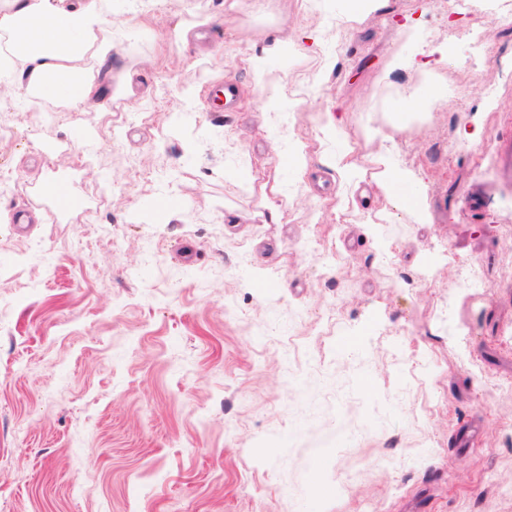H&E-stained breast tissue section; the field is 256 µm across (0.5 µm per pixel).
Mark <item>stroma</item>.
Here are the masks:
<instances>
[{
	"label": "stroma",
	"mask_w": 512,
	"mask_h": 512,
	"mask_svg": "<svg viewBox=\"0 0 512 512\" xmlns=\"http://www.w3.org/2000/svg\"><path fill=\"white\" fill-rule=\"evenodd\" d=\"M439 0L357 23L331 0H112L105 105L30 111L0 138V512H512V27ZM442 56L448 102L393 128ZM490 32L473 66L468 30ZM285 79L268 138L255 54ZM236 84L212 111L207 86ZM343 115L358 164L389 152L425 184L428 224L395 217L379 258L365 203L336 220ZM481 118L479 144L460 127ZM255 163L247 176V163ZM55 181L60 209L34 190ZM107 185V194L96 185ZM475 265L479 286L457 288Z\"/></svg>",
	"instance_id": "1"
}]
</instances>
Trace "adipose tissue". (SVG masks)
Wrapping results in <instances>:
<instances>
[{"label": "adipose tissue", "instance_id": "ef3b65f1", "mask_svg": "<svg viewBox=\"0 0 512 512\" xmlns=\"http://www.w3.org/2000/svg\"><path fill=\"white\" fill-rule=\"evenodd\" d=\"M104 3L105 0H0V32L9 38L11 57L21 64L16 82L26 95L61 101L74 108L85 106L96 97L97 88L91 79H82L73 93L57 79L79 73L78 63L86 55L96 57L102 66L111 61L114 43L94 38L95 30L109 23ZM277 53V48L271 47L255 60L260 76L267 79V109L272 114L270 138L275 143L282 139L286 119L280 103L281 80L270 70V61ZM318 121L326 138L338 147L340 209H347L360 184L367 182L383 192L395 209L422 214L417 186L403 180L391 155H378L373 171L357 169L354 149L341 121L330 112L319 115Z\"/></svg>", "mask_w": 512, "mask_h": 512}]
</instances>
